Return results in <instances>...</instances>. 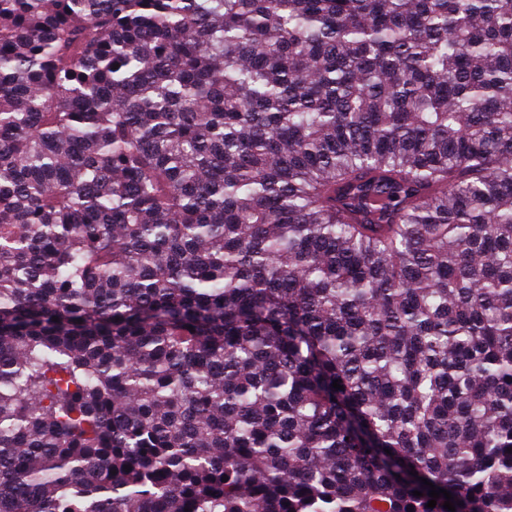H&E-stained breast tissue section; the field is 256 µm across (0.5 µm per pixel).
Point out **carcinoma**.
Masks as SVG:
<instances>
[{
    "mask_svg": "<svg viewBox=\"0 0 512 512\" xmlns=\"http://www.w3.org/2000/svg\"><path fill=\"white\" fill-rule=\"evenodd\" d=\"M510 447L512 0H0V512H512Z\"/></svg>",
    "mask_w": 512,
    "mask_h": 512,
    "instance_id": "cac0c4a2",
    "label": "carcinoma"
}]
</instances>
